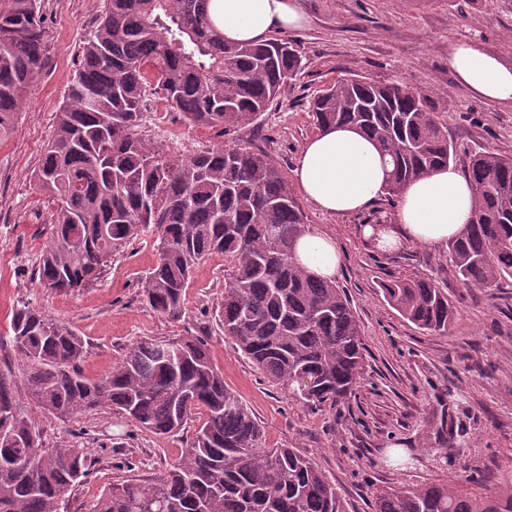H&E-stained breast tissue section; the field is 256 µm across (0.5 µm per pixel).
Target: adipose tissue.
<instances>
[{
  "mask_svg": "<svg viewBox=\"0 0 512 512\" xmlns=\"http://www.w3.org/2000/svg\"><path fill=\"white\" fill-rule=\"evenodd\" d=\"M209 17L230 42L259 43L273 31L306 24L298 0H210ZM448 67L480 97L512 105V67L483 51L476 41H456L448 53ZM294 178L320 211L347 216L372 208L384 195L386 171L373 140L351 128L333 127L306 141ZM473 209L471 184L449 165L408 184L398 196L392 220L365 225L362 234L383 252L408 242L437 247L463 231ZM296 261L330 281L339 270L341 255L330 237L310 230L297 244Z\"/></svg>",
  "mask_w": 512,
  "mask_h": 512,
  "instance_id": "ef3b65f1",
  "label": "adipose tissue"
}]
</instances>
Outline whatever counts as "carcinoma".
Wrapping results in <instances>:
<instances>
[{"label": "carcinoma", "mask_w": 512, "mask_h": 512, "mask_svg": "<svg viewBox=\"0 0 512 512\" xmlns=\"http://www.w3.org/2000/svg\"><path fill=\"white\" fill-rule=\"evenodd\" d=\"M208 2L107 0L34 171L57 202L36 274L46 288H85L150 232L160 258L142 294L177 321L196 265L222 254L233 268L218 317L224 335L270 382L305 403L334 405L363 369L360 325L343 289L296 262L306 216L281 169L248 141L184 159L139 136L155 94L191 124L227 133L255 123L302 71L281 39L225 41ZM44 37L40 0H0V137L42 70ZM310 112L319 129L351 127L376 141L391 197L456 159L438 113L402 83L339 78ZM465 174L477 204L448 242L452 272L464 288H495L512 280V156L476 153ZM382 288L419 329L446 333L453 325L452 302L436 283L401 279ZM10 329L21 364L0 368V512H61L88 476L82 451L44 446L15 400L21 385L37 409L62 422L110 410L174 436L205 411L179 459L156 477L112 484L93 512H346L313 460L263 446L261 424L224 384L202 338L144 339L90 380L80 370L86 343L70 325L22 303L11 309ZM373 512H512V490L474 496L429 485L381 493Z\"/></svg>", "instance_id": "cac0c4a2"}]
</instances>
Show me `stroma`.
<instances>
[{
    "label": "stroma",
    "mask_w": 512,
    "mask_h": 512,
    "mask_svg": "<svg viewBox=\"0 0 512 512\" xmlns=\"http://www.w3.org/2000/svg\"><path fill=\"white\" fill-rule=\"evenodd\" d=\"M305 28L285 32L304 68L258 121L234 136L263 147L292 176L305 141L317 131L310 100L340 77L407 83L420 91L448 130L465 167L477 151L512 154V107L487 102L458 83L448 51L469 37L512 66V0H299ZM104 0H41L45 64L30 86L11 132L0 138V335L9 312L29 302L71 325L87 342L80 367L91 379L122 362L146 338L207 339L224 382L251 408L268 448H295L335 484L347 512H372L377 494L430 483H455L493 494L512 483V281L494 289L459 285L447 247L408 244L383 253L360 235L395 210L382 197L356 216L338 217L303 202L306 229L331 236L342 255L336 282L362 330L365 370L354 394L335 406L304 404L272 384L220 329L216 316L231 272L215 254L196 267L185 311L172 322L146 304L141 282L159 254L150 235L113 256L95 285L75 292L42 286L39 257L56 208L33 178L56 116L77 74L83 44L94 33ZM142 138L184 158L223 145L219 129L194 126L174 112L155 113ZM434 280L455 306L448 334L418 329L386 300L383 282ZM47 447L84 449L88 477L67 495V512H90L112 483L157 476L178 459L203 421L159 437L118 424L100 411L62 422L35 413Z\"/></svg>",
    "instance_id": "35a3bbf8"
}]
</instances>
